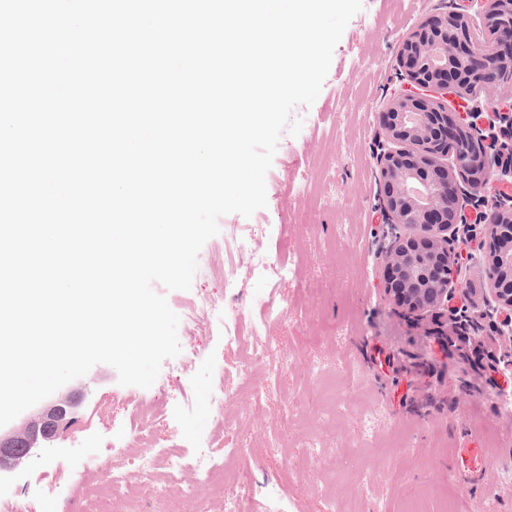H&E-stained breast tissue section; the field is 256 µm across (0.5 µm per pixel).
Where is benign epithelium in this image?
<instances>
[{
    "instance_id": "7a95c632",
    "label": "benign epithelium",
    "mask_w": 512,
    "mask_h": 512,
    "mask_svg": "<svg viewBox=\"0 0 512 512\" xmlns=\"http://www.w3.org/2000/svg\"><path fill=\"white\" fill-rule=\"evenodd\" d=\"M486 26L470 28L453 12L427 15L403 38L398 55L410 89L381 112L387 143L377 154L380 209L394 230L386 250L384 294L419 316L448 307L458 287L453 277L456 244L465 227L466 207L486 208L484 234L489 256L483 270L489 280L483 313L512 311V199L469 194L493 176L495 156L512 153V113L496 102L486 119L475 109L464 118L448 111L443 97L492 94L504 83L498 69L512 65V0H486ZM82 393L61 394L33 412L20 426L0 431V472L20 467L66 428Z\"/></svg>"
}]
</instances>
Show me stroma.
<instances>
[{
  "label": "stroma",
  "mask_w": 512,
  "mask_h": 512,
  "mask_svg": "<svg viewBox=\"0 0 512 512\" xmlns=\"http://www.w3.org/2000/svg\"><path fill=\"white\" fill-rule=\"evenodd\" d=\"M435 9L481 19L476 0H363L308 109L312 124L279 141L266 174V207L249 217H220L219 234L200 250L199 260L215 261L224 277H194L187 291L154 286L179 315L205 293L223 306L284 303L287 316L257 334L243 329L239 349L224 345L218 321L200 320L178 338L181 347L199 349L202 361L176 372L163 361L147 389L120 385L115 368L95 365L83 378L87 388L69 429L81 432L83 445L60 432L40 456L0 475V488L22 498L40 479L65 482L62 462L77 468L109 447L112 428L103 413L122 416L124 398L143 397L166 401L168 424L154 436L178 443L184 455L220 457L226 442L248 441L251 454L240 467L251 476V512H326L331 496L335 512H403L425 488L429 512L446 493L462 498L467 512H484L490 498L498 512H512V413L503 408L512 403V369L500 363L512 353V339L482 320L460 326L446 311L417 317L383 291L388 240L375 159L384 137L379 113L408 81L398 59L402 38ZM361 59L368 66L358 74L352 64ZM243 234L254 237L258 251L298 262L301 282L274 289L254 278L249 255L224 250L225 241ZM487 251L482 235L459 242L454 304L481 305L488 280L474 260ZM256 349L272 360L288 352L292 364L284 380H258L265 396L252 405L241 390L240 365ZM320 368L328 381L317 378ZM219 382L231 397L224 413L232 426L203 441L200 432L213 423L204 397ZM364 405L375 420L368 439L358 424ZM466 444L492 460L488 481H469L458 453ZM140 455L129 444L112 465L126 472L148 512H167L168 500L139 482ZM268 485L277 494H265Z\"/></svg>",
  "instance_id": "stroma-1"
}]
</instances>
